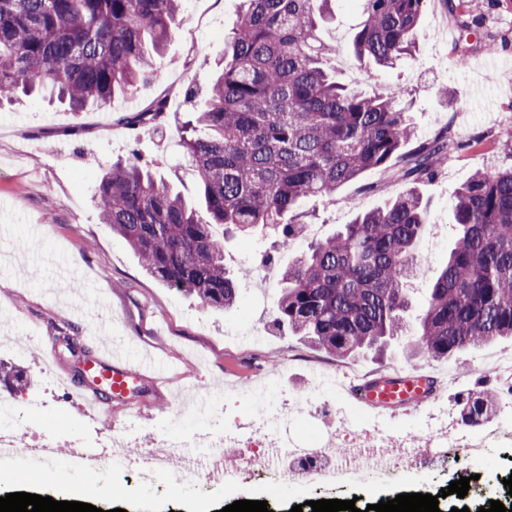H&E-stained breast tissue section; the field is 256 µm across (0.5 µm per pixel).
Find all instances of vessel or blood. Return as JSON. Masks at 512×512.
Here are the masks:
<instances>
[{
    "label": "vessel or blood",
    "instance_id": "b4317fda",
    "mask_svg": "<svg viewBox=\"0 0 512 512\" xmlns=\"http://www.w3.org/2000/svg\"><path fill=\"white\" fill-rule=\"evenodd\" d=\"M99 375L97 387L89 396L94 403H102L104 397H111L113 402L124 403L127 387L133 382H145L148 375L158 370L154 359L143 356L138 367H131L124 351L117 350L104 354L93 363ZM435 388L431 377L421 372L396 374L385 377L380 382L365 381L349 387V394L367 409L396 411L401 408H414L427 401L428 395Z\"/></svg>",
    "mask_w": 512,
    "mask_h": 512
}]
</instances>
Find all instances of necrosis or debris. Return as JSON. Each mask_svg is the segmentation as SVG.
<instances>
[{"label":"necrosis or debris","instance_id":"4bbe7bcc","mask_svg":"<svg viewBox=\"0 0 512 512\" xmlns=\"http://www.w3.org/2000/svg\"><path fill=\"white\" fill-rule=\"evenodd\" d=\"M28 409H14L11 422L0 425V465L11 464V479L26 484L28 488L40 487L48 476L59 467L58 450L52 439H43L35 445H27L19 439V429L29 418ZM421 422L428 433L427 445L441 448L448 457H464L477 461L485 457L490 443L512 445V430H494L483 434L463 429H449L448 412L442 407H432ZM133 428L122 425L100 442L98 448L72 451L74 463L87 470L108 465L113 469L133 471L141 485L150 486L163 479L178 485L186 480L195 481L205 489L221 488L232 481L235 468L224 452L225 445L234 442L231 429L215 427L205 437L169 435L163 437L158 447L147 448L137 457H129L124 447ZM396 444L394 453H387L388 444ZM182 448L197 451L198 462L194 467L181 471L170 470L167 456ZM284 450L289 458H314V465L299 471V478L320 487L358 488L364 484L380 482L398 484L405 478L409 461L418 456V449L409 447L403 434L377 432L372 445H355L342 456L327 458L321 441H313L311 447L301 448L288 441L285 434L264 438L256 464L267 478L282 483L288 479L287 467L275 463L272 454Z\"/></svg>","mask_w":512,"mask_h":512}]
</instances>
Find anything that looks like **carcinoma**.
<instances>
[{"mask_svg":"<svg viewBox=\"0 0 512 512\" xmlns=\"http://www.w3.org/2000/svg\"><path fill=\"white\" fill-rule=\"evenodd\" d=\"M332 0H242L240 20L204 109L178 129L203 205L187 203L157 175L161 163L132 154L97 180L103 223L130 245L144 270L209 308L238 301L224 267L217 224L243 234L272 230L281 250L303 236L302 201L336 192L370 169H393L412 184L384 206L357 215L308 247L282 273L275 322L341 358L406 337L412 357L456 352L512 337V167L473 174L454 191L457 226L447 265L417 330L407 327L408 279L420 260L427 211L413 188L433 177L454 142L439 131L410 150L407 110L365 89L370 66L412 56L424 0H361L353 39L358 78L340 82L327 62L336 46L320 23ZM459 32L479 31L467 0H443ZM183 0H0V102L47 92L72 109L107 106L152 77L176 32ZM166 99L122 116L163 126ZM26 372L0 363V386L19 389ZM494 397L460 401L461 421L479 427Z\"/></svg>","mask_w":512,"mask_h":512,"instance_id":"carcinoma-1","label":"carcinoma"}]
</instances>
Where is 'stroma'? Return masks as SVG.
I'll list each match as a JSON object with an SVG mask.
<instances>
[{"instance_id":"35a3bbf8","label":"stroma","mask_w":512,"mask_h":512,"mask_svg":"<svg viewBox=\"0 0 512 512\" xmlns=\"http://www.w3.org/2000/svg\"><path fill=\"white\" fill-rule=\"evenodd\" d=\"M239 12L240 0H195L194 10L179 15L177 36L158 59L154 77L111 105L74 112L41 96L0 105V125L8 128L0 133V361L23 368L31 379L21 390L0 387V400L19 406L36 401L23 439L48 436L65 457L132 420L136 430L127 446L140 451L155 447L167 433L195 434L218 421L238 430L239 446L226 452L245 462L254 453L258 434L255 406L242 389L267 383L277 388L276 402L301 393L312 398L306 415L288 426V437L295 442L330 436L334 448L344 449L349 440L365 438L377 425L404 429L415 446L420 424L411 412L339 431L341 418L357 405L347 394L322 391L320 374L362 380L419 371L448 381V389L439 390L433 402L447 407L454 418L459 399L468 394L489 390L499 397L507 390L495 368L503 357H512L510 339L445 360L408 358L400 338L388 341L379 353L339 358L276 326L273 306L281 273L298 253L278 254L272 263H262L263 252L272 248L270 238H225L227 271L248 267L252 273L238 283V303L219 311L148 275L128 243L103 223L93 201L94 185L112 160L133 151L163 162L166 182L187 202L197 203L199 189L187 170L176 128L190 111L203 108L208 81L224 56V37ZM361 16V0H333L321 30L336 45L332 65L343 81L350 74V43ZM190 85L195 88L191 98L183 94ZM367 86L393 93L408 106L418 139L449 125L465 144L449 154L435 179L418 187L428 224L422 261L408 285L406 321L413 327L448 261L455 236L453 192L476 171L512 165V144L499 136L502 125L512 121V46L491 54L479 37L459 41L441 0H425L413 57L390 68H372ZM166 91L171 99L165 130L119 125V117L141 111ZM407 188L397 174L369 170L343 185L334 204L303 201L305 241L333 233L357 211L375 209ZM34 225L44 226V236H32ZM67 336L93 355L114 342L135 359L150 353L167 367V381L158 391L139 384L128 394L127 404L89 410L81 398L82 364L65 348ZM186 385L197 386L203 395L201 410L177 404ZM507 454V448L496 445L472 463L479 475L477 494H498L507 474ZM460 476V469L425 456L409 470L406 481L409 487L436 491ZM104 482L115 484L119 499L98 495L97 487ZM72 489L83 492L102 512H222L225 502L248 498L267 499L273 512H290L321 494L301 482L275 494L248 472L228 488L204 492L191 483L144 488L120 472L88 476L76 470L68 486L51 482L43 491L64 498Z\"/></svg>"}]
</instances>
